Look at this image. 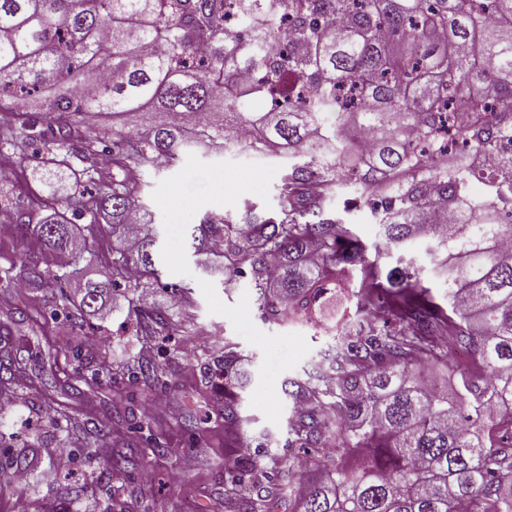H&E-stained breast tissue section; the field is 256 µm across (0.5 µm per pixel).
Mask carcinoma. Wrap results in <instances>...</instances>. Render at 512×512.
Segmentation results:
<instances>
[{
  "instance_id": "cac0c4a2",
  "label": "carcinoma",
  "mask_w": 512,
  "mask_h": 512,
  "mask_svg": "<svg viewBox=\"0 0 512 512\" xmlns=\"http://www.w3.org/2000/svg\"><path fill=\"white\" fill-rule=\"evenodd\" d=\"M231 11L239 34L224 25ZM277 27L287 50L269 56ZM16 106L32 122L0 119V141L47 122L41 177L76 187L39 225L44 248L77 263L74 220L111 228L112 270L74 289L93 312L129 268L157 274L140 179L157 162L250 135L255 153L288 163L277 217H206L190 237L252 287L261 319L315 306L336 318L319 363L286 382L289 443L333 457L290 512H512V0H0V112ZM106 138L123 177L99 182L70 146L92 155ZM376 192L369 245L325 217L335 194ZM420 241L446 311L404 260ZM394 251L397 265L381 266ZM64 269L22 257L19 277L51 288ZM455 351L484 373L458 370L448 397L416 369ZM243 360L226 347L213 371L229 423ZM139 374L152 385L162 369ZM260 456L225 467L235 512L277 506L278 489L242 492Z\"/></svg>"
}]
</instances>
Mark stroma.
Wrapping results in <instances>:
<instances>
[{
	"instance_id": "stroma-1",
	"label": "stroma",
	"mask_w": 512,
	"mask_h": 512,
	"mask_svg": "<svg viewBox=\"0 0 512 512\" xmlns=\"http://www.w3.org/2000/svg\"><path fill=\"white\" fill-rule=\"evenodd\" d=\"M42 158L40 144L22 153L0 143V165L15 173L14 182L0 185V210L9 212L19 206L35 221L27 233L0 237L1 273L11 270L22 255L40 268L54 266L36 229L55 210L53 200L32 178L31 170ZM76 232L86 237L87 252L84 261L69 266V278H99L112 265L110 229L80 220ZM188 263L191 273L187 276L171 274L164 263H157L161 280L138 302L143 309L173 313L184 330L180 336L161 331L146 338L122 286L113 291L106 309L84 312L78 322L51 315L58 289L33 292L0 287V336L9 335L17 345L53 356L43 365L25 360L12 374L0 372V392L12 399L11 407L0 413V446L28 457L26 482H16L10 472L0 477V512H15L20 502L26 512H65L73 489L90 483L97 469L92 458L98 449L126 438L133 442L127 451L128 463L103 489L82 498L80 512H228L225 453L240 442L256 445L272 439L276 454L293 456L308 475L323 470L324 457L288 452L291 403H284L283 419L276 425L251 406L262 353L234 330L229 319L209 313L198 282H213L228 305L237 303L247 284L228 283L215 262L192 256ZM257 327L268 334L299 333L308 342L310 351L298 366L281 373L284 381L309 369L335 333L333 323L317 313L279 324L261 321ZM148 339L163 351V374L155 388L111 371L95 377L85 367L86 362L101 358L112 368L137 367ZM218 339L244 357L242 383L237 388L241 422L233 427L224 421L223 384L203 377L216 355ZM113 410L119 411V419L110 418ZM58 443L65 445L66 455L48 456L47 448ZM186 456L199 458L200 466L185 468Z\"/></svg>"
}]
</instances>
